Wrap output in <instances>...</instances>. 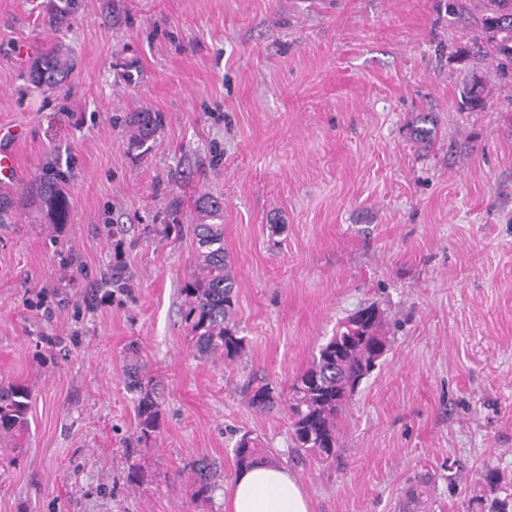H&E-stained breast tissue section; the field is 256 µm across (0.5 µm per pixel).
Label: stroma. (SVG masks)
Returning a JSON list of instances; mask_svg holds the SVG:
<instances>
[{
	"label": "stroma",
	"instance_id": "obj_1",
	"mask_svg": "<svg viewBox=\"0 0 512 512\" xmlns=\"http://www.w3.org/2000/svg\"><path fill=\"white\" fill-rule=\"evenodd\" d=\"M486 2L76 0L54 31L64 0H0V124L26 132L0 225V384L32 394L23 455L0 443V512H224L246 432L311 512H405L418 478L420 512H469L486 467L512 478V78ZM57 48L65 83L34 87ZM143 109L163 125L132 148L119 119ZM46 169L67 224L22 204ZM207 192L237 279L234 362L199 359L181 318ZM369 304L387 351L335 458L298 457L285 407L256 413L248 388L287 390ZM130 365L162 389L145 443ZM70 69L68 56L54 50L37 58L30 66L27 77L35 87L51 90L63 84ZM194 493L195 498L210 501L211 494L215 491L216 485L212 482V467L206 461H197L194 465Z\"/></svg>",
	"mask_w": 512,
	"mask_h": 512
}]
</instances>
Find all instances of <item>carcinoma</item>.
I'll return each mask as SVG.
<instances>
[{
  "label": "carcinoma",
  "instance_id": "1",
  "mask_svg": "<svg viewBox=\"0 0 512 512\" xmlns=\"http://www.w3.org/2000/svg\"><path fill=\"white\" fill-rule=\"evenodd\" d=\"M503 15L512 16V0H493V8L483 19V29H488L491 19ZM488 43L492 55L501 63L512 64V27L498 36H489ZM70 69L68 56L54 50L37 58L27 77L32 85L51 90L63 84ZM122 122L128 129L129 145L140 147L157 133L162 115L148 110L131 112ZM33 196L50 214L53 223H67L70 204L56 176L47 173L36 177ZM199 206L214 223L194 225L196 262L190 282L183 289L184 322L197 357H220L233 362L242 356L246 338L239 335L235 320L237 281L224 249V207L220 199L209 194L202 196ZM359 314L361 318L357 321L350 318L342 322L336 335L319 347L311 365L292 379L287 393L277 391L269 382L259 383L248 391V402L259 413L273 409L281 400L286 401L291 448L321 463L336 455L344 410L355 395L359 381L377 367L388 347V337L375 333L383 325L382 312L368 306ZM126 386L136 395V439L146 442L160 427L161 395L152 379L144 377L135 367L127 372ZM30 405L31 395L26 385L0 386V441L12 439L28 429ZM234 454L240 470L271 462L249 432L240 436ZM193 487L195 498L211 499L216 485L212 482L210 463H195ZM511 506L509 494L486 504L477 503L480 512H509Z\"/></svg>",
  "mask_w": 512,
  "mask_h": 512
}]
</instances>
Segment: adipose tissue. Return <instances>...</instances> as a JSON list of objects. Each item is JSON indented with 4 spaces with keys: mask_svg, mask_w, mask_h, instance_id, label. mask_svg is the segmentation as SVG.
<instances>
[{
    "mask_svg": "<svg viewBox=\"0 0 512 512\" xmlns=\"http://www.w3.org/2000/svg\"><path fill=\"white\" fill-rule=\"evenodd\" d=\"M224 512H310L295 475L280 463L240 471Z\"/></svg>",
    "mask_w": 512,
    "mask_h": 512,
    "instance_id": "obj_1",
    "label": "adipose tissue"
}]
</instances>
